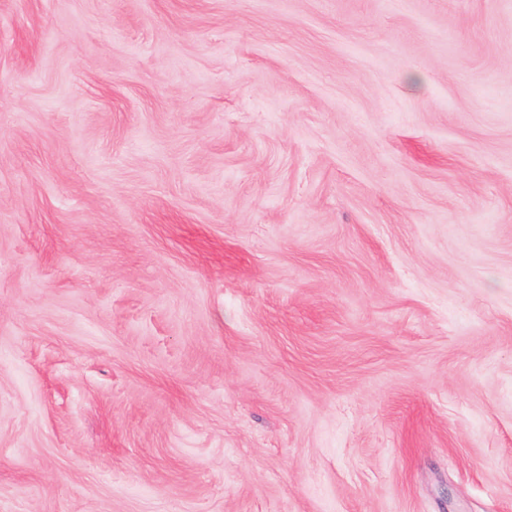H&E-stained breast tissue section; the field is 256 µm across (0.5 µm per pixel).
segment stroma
<instances>
[{
	"instance_id": "35a3bbf8",
	"label": "stroma",
	"mask_w": 512,
	"mask_h": 512,
	"mask_svg": "<svg viewBox=\"0 0 512 512\" xmlns=\"http://www.w3.org/2000/svg\"><path fill=\"white\" fill-rule=\"evenodd\" d=\"M0 512H512V0H0Z\"/></svg>"
}]
</instances>
